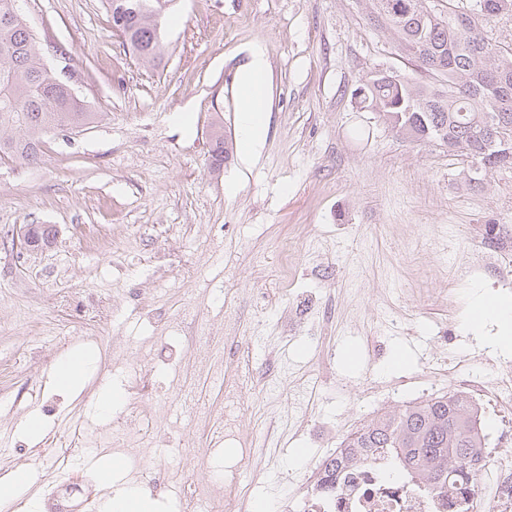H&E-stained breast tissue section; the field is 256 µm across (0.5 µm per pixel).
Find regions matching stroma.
Listing matches in <instances>:
<instances>
[{"mask_svg": "<svg viewBox=\"0 0 512 512\" xmlns=\"http://www.w3.org/2000/svg\"><path fill=\"white\" fill-rule=\"evenodd\" d=\"M22 11L97 119L49 133L37 164H0V484L29 475L0 512L42 500L50 456L80 427L96 436L71 465L89 483L84 512H103L110 493L100 459L131 469L104 439L115 424L155 449L169 480L223 474L212 435L224 382L195 369L187 338L223 340L233 375L232 308L256 381L241 496L268 512H303L308 464L377 412L447 393L449 372L472 356L512 364L499 322L470 321L479 299L512 308V254L463 306L448 292L455 259L489 226L512 227V168L469 183L470 159L397 136L361 108L353 91L371 70L432 80L374 24L370 0H176L157 64L131 55L104 0H24ZM257 47L269 106L245 155L239 73ZM217 124L231 147L218 169ZM26 224L51 225V244L15 249ZM152 336L175 365L142 357ZM77 352L93 355L83 386L57 388V363ZM108 388L150 426L101 410ZM194 397L212 421L178 416Z\"/></svg>", "mask_w": 512, "mask_h": 512, "instance_id": "obj_1", "label": "stroma"}]
</instances>
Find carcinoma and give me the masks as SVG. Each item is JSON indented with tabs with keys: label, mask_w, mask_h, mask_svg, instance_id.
<instances>
[{
	"label": "carcinoma",
	"mask_w": 512,
	"mask_h": 512,
	"mask_svg": "<svg viewBox=\"0 0 512 512\" xmlns=\"http://www.w3.org/2000/svg\"><path fill=\"white\" fill-rule=\"evenodd\" d=\"M7 2L0 0V163L30 165L39 160L46 133L84 127L95 113L47 68V49L33 38L24 16L9 14ZM169 2L107 0L113 26L145 62L162 58L157 17L165 15ZM373 5L377 25L438 82L420 84L376 69L361 79L354 95L398 134L439 143L448 155L470 157L486 171L512 168V142L489 145V126L512 131V48L491 43L485 31L491 19L512 14V0H475L446 13L429 12V0H373ZM211 152L221 167L229 155L223 135L215 134ZM477 413L464 397L448 393L377 415L342 441L349 455L326 462L319 489L327 492L328 478L346 462L391 448L401 466L425 478L427 488L446 492L478 466L486 434Z\"/></svg>",
	"instance_id": "1"
}]
</instances>
